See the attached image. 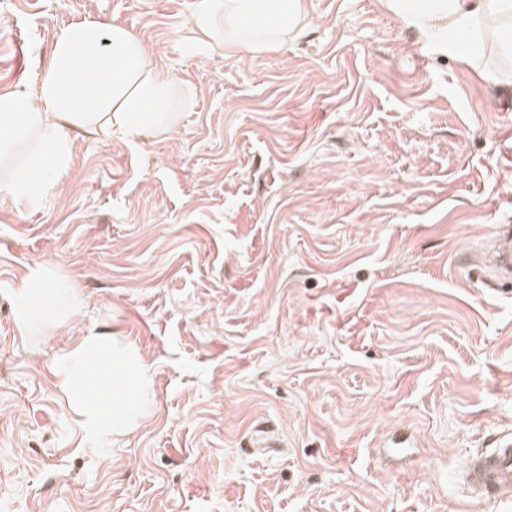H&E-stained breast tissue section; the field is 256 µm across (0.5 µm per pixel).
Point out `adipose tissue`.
<instances>
[{"label": "adipose tissue", "instance_id": "1", "mask_svg": "<svg viewBox=\"0 0 512 512\" xmlns=\"http://www.w3.org/2000/svg\"><path fill=\"white\" fill-rule=\"evenodd\" d=\"M193 33L200 45L257 57L299 39L309 22L306 0H196ZM387 10L439 54H462L461 36L512 48V0H385ZM172 76L152 63L142 40L122 25L89 16L56 36L34 89L0 94V160H16L0 195L22 207L54 194L73 164L78 134L127 144L157 138L175 122ZM20 325L76 317L81 296L34 267L13 293ZM52 370L85 433L104 439L131 431L153 408L149 370L139 352L89 335L63 351Z\"/></svg>", "mask_w": 512, "mask_h": 512}]
</instances>
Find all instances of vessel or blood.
Returning a JSON list of instances; mask_svg holds the SVG:
<instances>
[{"mask_svg": "<svg viewBox=\"0 0 512 512\" xmlns=\"http://www.w3.org/2000/svg\"><path fill=\"white\" fill-rule=\"evenodd\" d=\"M494 264L501 272L512 271V225H501ZM480 499L497 501L512 497V434L501 436L498 445L469 456L460 476Z\"/></svg>", "mask_w": 512, "mask_h": 512, "instance_id": "vessel-or-blood-1", "label": "vessel or blood"}]
</instances>
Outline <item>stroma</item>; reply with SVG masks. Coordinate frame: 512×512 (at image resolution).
<instances>
[{
	"instance_id": "1",
	"label": "stroma",
	"mask_w": 512,
	"mask_h": 512,
	"mask_svg": "<svg viewBox=\"0 0 512 512\" xmlns=\"http://www.w3.org/2000/svg\"><path fill=\"white\" fill-rule=\"evenodd\" d=\"M194 3L0 0V94L92 16L171 72L176 114L140 147L77 136L34 209L0 197V512H512L455 482L512 430V290L481 253L512 225V51L307 0L295 43L194 53ZM38 265L75 319L18 324ZM89 334L153 380L104 444L51 370Z\"/></svg>"
}]
</instances>
